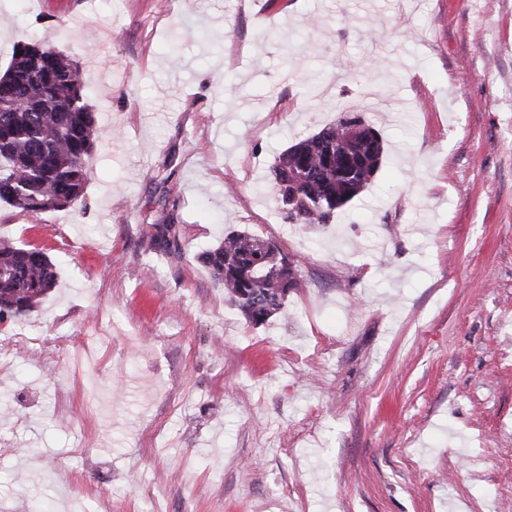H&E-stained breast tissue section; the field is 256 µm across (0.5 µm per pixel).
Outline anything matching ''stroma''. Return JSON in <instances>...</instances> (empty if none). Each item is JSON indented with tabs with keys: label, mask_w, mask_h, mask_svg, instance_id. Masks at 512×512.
<instances>
[{
	"label": "stroma",
	"mask_w": 512,
	"mask_h": 512,
	"mask_svg": "<svg viewBox=\"0 0 512 512\" xmlns=\"http://www.w3.org/2000/svg\"><path fill=\"white\" fill-rule=\"evenodd\" d=\"M98 127L0 322V512H512V0H0ZM387 158L330 224L269 168L350 102ZM167 186H160L161 176ZM174 215L179 245L150 247ZM244 228L303 286L254 326L200 254ZM56 281V265L42 249L0 241L1 320L34 313Z\"/></svg>",
	"instance_id": "35a3bbf8"
}]
</instances>
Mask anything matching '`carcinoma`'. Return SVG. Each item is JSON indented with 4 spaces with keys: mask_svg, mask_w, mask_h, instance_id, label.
Here are the masks:
<instances>
[{
    "mask_svg": "<svg viewBox=\"0 0 512 512\" xmlns=\"http://www.w3.org/2000/svg\"><path fill=\"white\" fill-rule=\"evenodd\" d=\"M354 134L340 117L274 159L270 180L290 224L326 225L374 180L385 158L380 134ZM97 135L77 64L47 41L17 44L0 71V203L21 212L70 207L84 197L85 165ZM151 246H178L174 219L152 224ZM224 296L254 326L302 287L277 245L232 230L199 256ZM55 263L40 248L0 241V319L26 318L55 287Z\"/></svg>",
    "mask_w": 512,
    "mask_h": 512,
    "instance_id": "obj_1",
    "label": "carcinoma"
}]
</instances>
